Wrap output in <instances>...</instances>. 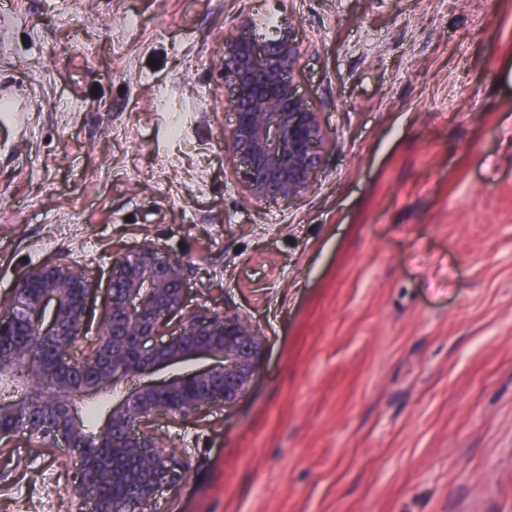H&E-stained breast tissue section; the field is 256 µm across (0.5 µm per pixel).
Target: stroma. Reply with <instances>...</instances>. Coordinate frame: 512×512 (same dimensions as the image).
<instances>
[{
    "mask_svg": "<svg viewBox=\"0 0 512 512\" xmlns=\"http://www.w3.org/2000/svg\"><path fill=\"white\" fill-rule=\"evenodd\" d=\"M260 14L329 139L290 201L224 147V39ZM0 87V297L70 257L97 330L151 241L265 338L235 408L154 419L189 468L157 512H512V0H0ZM75 467L13 437L0 512H74Z\"/></svg>",
    "mask_w": 512,
    "mask_h": 512,
    "instance_id": "stroma-1",
    "label": "stroma"
}]
</instances>
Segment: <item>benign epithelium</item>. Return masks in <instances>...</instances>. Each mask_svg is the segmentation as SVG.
<instances>
[{
  "label": "benign epithelium",
  "instance_id": "obj_1",
  "mask_svg": "<svg viewBox=\"0 0 512 512\" xmlns=\"http://www.w3.org/2000/svg\"><path fill=\"white\" fill-rule=\"evenodd\" d=\"M301 47L291 33L225 41L221 70L233 120L224 141L239 162L248 198L308 192L328 138L294 73ZM185 260L144 241L113 267L106 316L87 351L86 307L96 291L86 267L68 257L31 266L0 298V447L22 435L36 447L79 459L75 512H150L159 490L188 468L158 434L157 416L184 419L233 409L251 389L265 342L247 318L187 309ZM209 359L159 384L121 390L146 372ZM112 392L104 420L89 429L76 402Z\"/></svg>",
  "mask_w": 512,
  "mask_h": 512
}]
</instances>
